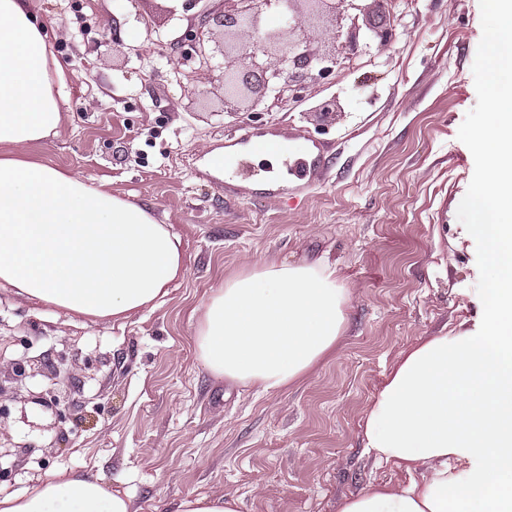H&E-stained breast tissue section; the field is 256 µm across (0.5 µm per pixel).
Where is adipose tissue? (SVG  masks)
<instances>
[{
  "instance_id": "ef3b65f1",
  "label": "adipose tissue",
  "mask_w": 512,
  "mask_h": 512,
  "mask_svg": "<svg viewBox=\"0 0 512 512\" xmlns=\"http://www.w3.org/2000/svg\"><path fill=\"white\" fill-rule=\"evenodd\" d=\"M487 110L473 141L490 184L464 207L491 275L478 331L420 341L369 406L362 442L403 468V486H371L341 512H512V0H490ZM67 80L49 68L45 27L27 0H0V284L56 308L121 321L158 307L185 274L180 237L150 207L18 154L55 135ZM346 291L327 266L256 263L209 295L194 343L216 378L279 390L331 352ZM0 512H133L97 475L60 471Z\"/></svg>"
}]
</instances>
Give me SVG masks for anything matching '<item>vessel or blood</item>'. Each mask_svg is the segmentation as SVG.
Returning <instances> with one entry per match:
<instances>
[{"label": "vessel or blood", "instance_id": "obj_1", "mask_svg": "<svg viewBox=\"0 0 512 512\" xmlns=\"http://www.w3.org/2000/svg\"><path fill=\"white\" fill-rule=\"evenodd\" d=\"M236 144V150L219 161L218 172L224 177L225 187L240 197L251 196L252 184L263 181L254 159L271 150L287 153L288 171L295 180L294 186L288 188L272 181L266 183L271 195L286 192L297 196L300 187L316 186L329 169L325 147L315 140L286 137L257 128L238 138Z\"/></svg>", "mask_w": 512, "mask_h": 512}]
</instances>
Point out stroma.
Listing matches in <instances>:
<instances>
[{
	"instance_id": "1",
	"label": "stroma",
	"mask_w": 512,
	"mask_h": 512,
	"mask_svg": "<svg viewBox=\"0 0 512 512\" xmlns=\"http://www.w3.org/2000/svg\"><path fill=\"white\" fill-rule=\"evenodd\" d=\"M30 0L68 96L56 136L31 160L152 205L179 235L186 275L160 306L91 322L0 287V495L77 470L127 491L135 512H176L222 492L239 512H340L369 484L405 483L362 447L367 409L401 353L483 317V250L460 242L463 199L489 174L472 145L488 130V0H399L396 36L373 61L251 116L180 84L146 25L181 37L199 0ZM120 30H113V21ZM336 100L323 117L317 105ZM328 146L330 170L303 201L227 198L210 161L249 128ZM327 263L347 290L335 350L298 383L263 392L213 377L194 333L214 288L253 264ZM42 371L21 374L22 363Z\"/></svg>"
}]
</instances>
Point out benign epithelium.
Here are the masks:
<instances>
[{
	"mask_svg": "<svg viewBox=\"0 0 512 512\" xmlns=\"http://www.w3.org/2000/svg\"><path fill=\"white\" fill-rule=\"evenodd\" d=\"M396 0H216L207 3L191 21L184 34L189 52L169 55L174 72L191 85L215 72L224 77V112H240L238 102L250 100L249 112L269 111L288 97H304L312 84L334 70L346 68L371 47L387 45L393 36L387 18ZM281 6L282 25L272 31L263 16ZM314 6L334 17L335 26L321 31V37L336 41L347 29L340 50L322 53L306 21L307 7ZM226 39L214 42V32Z\"/></svg>",
	"mask_w": 512,
	"mask_h": 512,
	"instance_id": "1",
	"label": "benign epithelium"
}]
</instances>
